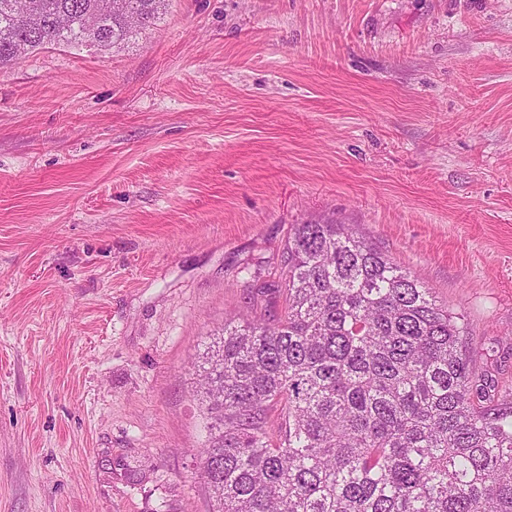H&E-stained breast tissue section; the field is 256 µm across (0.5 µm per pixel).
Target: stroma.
I'll return each mask as SVG.
<instances>
[{
  "label": "stroma",
  "instance_id": "1",
  "mask_svg": "<svg viewBox=\"0 0 512 512\" xmlns=\"http://www.w3.org/2000/svg\"><path fill=\"white\" fill-rule=\"evenodd\" d=\"M311 222L512 390V0H169L0 70V512H209L192 365Z\"/></svg>",
  "mask_w": 512,
  "mask_h": 512
}]
</instances>
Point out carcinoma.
<instances>
[{"label":"carcinoma","mask_w":512,"mask_h":512,"mask_svg":"<svg viewBox=\"0 0 512 512\" xmlns=\"http://www.w3.org/2000/svg\"><path fill=\"white\" fill-rule=\"evenodd\" d=\"M124 2L138 26L103 0H0V68L120 47L166 8ZM283 265L284 311L224 319L194 364L213 512H512V406L464 317L343 224L291 225Z\"/></svg>","instance_id":"carcinoma-1"}]
</instances>
